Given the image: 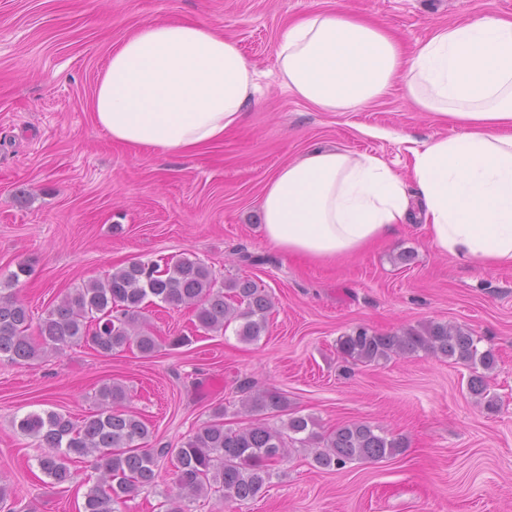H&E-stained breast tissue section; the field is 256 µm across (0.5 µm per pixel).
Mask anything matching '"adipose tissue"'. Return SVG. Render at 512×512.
I'll return each mask as SVG.
<instances>
[{
	"label": "adipose tissue",
	"instance_id": "adipose-tissue-1",
	"mask_svg": "<svg viewBox=\"0 0 512 512\" xmlns=\"http://www.w3.org/2000/svg\"><path fill=\"white\" fill-rule=\"evenodd\" d=\"M277 63L289 92L331 112L380 98L405 73L417 109L456 132L411 148L405 176L379 156L335 149L283 164L260 205L270 245L333 262L416 221L439 253L512 267V20L479 14L406 51L379 24L319 10L284 28ZM257 91L223 30L147 22L113 48L94 119L112 141L192 153L239 125Z\"/></svg>",
	"mask_w": 512,
	"mask_h": 512
}]
</instances>
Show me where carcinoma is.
<instances>
[{
	"instance_id": "1",
	"label": "carcinoma",
	"mask_w": 512,
	"mask_h": 512,
	"mask_svg": "<svg viewBox=\"0 0 512 512\" xmlns=\"http://www.w3.org/2000/svg\"><path fill=\"white\" fill-rule=\"evenodd\" d=\"M11 275L0 289V360L21 364L46 351L61 353L87 344L102 356L131 345L149 356L158 342L142 329V304L154 298L169 306L195 308L196 329L223 332L240 321L239 340L254 342L267 330L273 308L271 295L251 279H236L217 286L212 269L199 259L180 257L166 262L133 260L103 279L70 289L40 318L32 336L28 308L18 296L19 274ZM338 349L346 359L365 364L420 351L453 359L471 369L468 390L487 396L486 372L494 369L492 350H479L478 340L461 326L430 322L419 328L378 333L359 326L341 336ZM98 411L73 422L57 412L28 413L19 419L21 433L37 441L36 462L41 472L58 485L72 481L69 464L91 457L99 472L84 493L83 512H119L117 505L133 498L139 488L157 479V455L173 454L175 478L165 492L167 512H184L182 502L210 492L224 502L255 498L270 482L274 467L288 455L285 438L309 451L315 467L343 468L352 461L375 462L405 451L401 438L366 422H348L319 434L309 416L288 414L279 425L264 418L269 410L286 407L284 396L273 390L246 392L241 409L252 416L249 425L233 429L224 424V406L212 410L210 419L178 448L159 453L144 447L150 431L127 410L129 393L118 382L98 390Z\"/></svg>"
}]
</instances>
